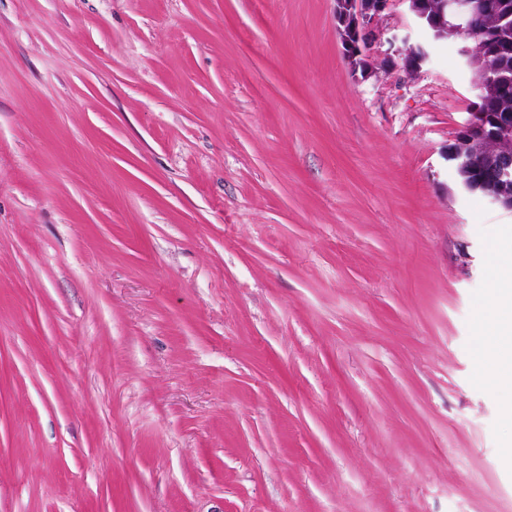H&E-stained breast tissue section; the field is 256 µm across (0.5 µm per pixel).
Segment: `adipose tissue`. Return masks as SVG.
Instances as JSON below:
<instances>
[{
  "mask_svg": "<svg viewBox=\"0 0 512 512\" xmlns=\"http://www.w3.org/2000/svg\"><path fill=\"white\" fill-rule=\"evenodd\" d=\"M487 310L477 323L483 366L480 382L512 387V226L502 227L490 254Z\"/></svg>",
  "mask_w": 512,
  "mask_h": 512,
  "instance_id": "adipose-tissue-1",
  "label": "adipose tissue"
}]
</instances>
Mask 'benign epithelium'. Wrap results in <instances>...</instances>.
Wrapping results in <instances>:
<instances>
[{
	"instance_id": "benign-epithelium-1",
	"label": "benign epithelium",
	"mask_w": 512,
	"mask_h": 512,
	"mask_svg": "<svg viewBox=\"0 0 512 512\" xmlns=\"http://www.w3.org/2000/svg\"><path fill=\"white\" fill-rule=\"evenodd\" d=\"M396 4L405 5L416 24L433 28L440 38L450 29L459 33V53L473 71H478L489 37L482 0H335L336 32L352 72L365 77L374 72L373 50L384 35L381 23ZM396 41L395 36L388 39L387 61L397 56L406 73L419 70L428 58L426 49L417 45L404 50L396 46ZM447 160L476 173L475 178L465 182V190L475 192L488 186L490 191L485 197L512 210L511 112L495 116L478 110L470 113L457 143L448 148Z\"/></svg>"
}]
</instances>
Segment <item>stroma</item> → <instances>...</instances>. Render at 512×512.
<instances>
[{
    "instance_id": "35a3bbf8",
    "label": "stroma",
    "mask_w": 512,
    "mask_h": 512,
    "mask_svg": "<svg viewBox=\"0 0 512 512\" xmlns=\"http://www.w3.org/2000/svg\"><path fill=\"white\" fill-rule=\"evenodd\" d=\"M333 10L0 0V512H512L473 74ZM396 41V36L387 40L391 51V53L388 54L389 56L387 57V61L395 63L392 56H397L398 58L401 57L400 59L403 63L402 67L407 74H411L419 70L428 58L426 49L421 45H417L415 47L410 46L405 50L400 47L395 48Z\"/></svg>"
}]
</instances>
